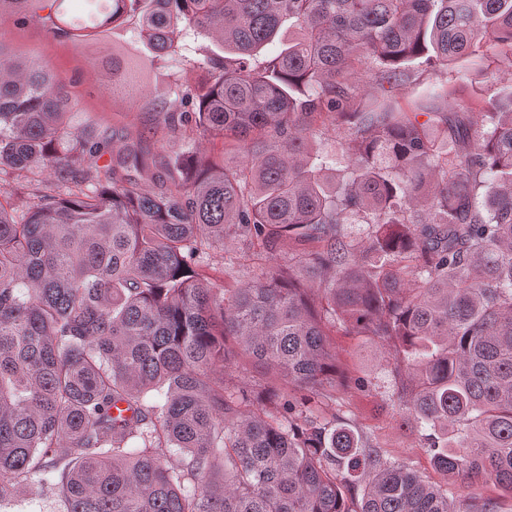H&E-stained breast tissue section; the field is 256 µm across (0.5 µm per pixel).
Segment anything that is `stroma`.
<instances>
[{
	"mask_svg": "<svg viewBox=\"0 0 512 512\" xmlns=\"http://www.w3.org/2000/svg\"><path fill=\"white\" fill-rule=\"evenodd\" d=\"M114 49L137 61L139 90L135 97L112 95L106 88L107 77L103 70L91 65L90 55L98 43ZM0 43L13 56L25 60L47 63L63 82L69 96L71 111L89 116L92 131L109 130L115 136L134 134L153 126L156 117L153 98L160 92L172 89L180 75L174 60L155 64L142 60L144 46L139 38L137 25L129 21L100 34L98 40L87 45L73 44L68 38L50 33L39 19L24 23H0ZM465 74H476V87L486 96H497L512 90L500 67L485 58H467L458 65ZM268 261L255 249L246 248L240 240H230L223 252H207L199 261L203 272L223 276L225 282L249 280ZM338 363L347 378L363 379L364 389L348 387L336 394V406L343 410L350 423L355 424L370 442L386 450L387 454L403 459L434 481H443L442 473L433 468L420 432L403 427L398 412L393 408L394 381L391 374V357L381 342L366 336L343 333L331 339ZM0 512H63L61 495L38 483L23 487L13 498L0 505Z\"/></svg>",
	"mask_w": 512,
	"mask_h": 512,
	"instance_id": "stroma-1",
	"label": "stroma"
}]
</instances>
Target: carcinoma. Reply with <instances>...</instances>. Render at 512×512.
I'll use <instances>...</instances> for the list:
<instances>
[{"instance_id": "1", "label": "carcinoma", "mask_w": 512, "mask_h": 512, "mask_svg": "<svg viewBox=\"0 0 512 512\" xmlns=\"http://www.w3.org/2000/svg\"><path fill=\"white\" fill-rule=\"evenodd\" d=\"M28 17L76 44L136 20L150 61L193 74L158 127L242 160L183 142L152 172L146 135L87 138L54 72L0 45V174L28 188L18 211L0 187V502L56 474L64 512H501L457 488L512 490V96L477 122L450 65L490 44L512 80V0H0ZM415 57L446 77L402 103ZM135 79L112 55V86ZM232 238L310 248L232 286L194 269ZM338 329L388 347L450 484L314 413L347 385ZM243 360L274 384L229 391Z\"/></svg>"}]
</instances>
